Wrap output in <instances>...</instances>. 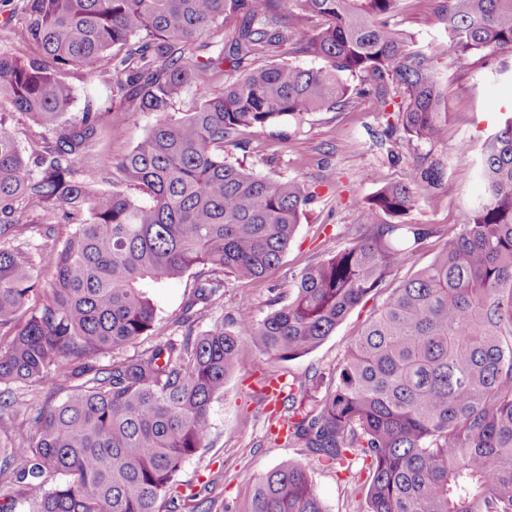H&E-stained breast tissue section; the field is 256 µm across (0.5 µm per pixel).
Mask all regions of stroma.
I'll return each instance as SVG.
<instances>
[{
  "label": "stroma",
  "instance_id": "35a3bbf8",
  "mask_svg": "<svg viewBox=\"0 0 512 512\" xmlns=\"http://www.w3.org/2000/svg\"><path fill=\"white\" fill-rule=\"evenodd\" d=\"M442 2L399 0L390 23L406 32L415 48L434 56L449 114L444 141L414 147L400 137L386 136L373 101L365 97L299 122L282 117L255 137L243 134L246 146L233 150L234 159L257 174L299 181L312 201L273 274L251 283L225 276L223 297L211 302L198 319L196 331L209 330L219 322L231 323L243 310L263 319L274 308L273 296L289 299L304 268L348 246L360 222L361 205L383 183L406 182L416 157H440L445 178L435 196L422 186L411 188L412 206L402 223L431 225L437 234L414 252L408 269L428 265L448 237L468 223L471 207L482 193L478 178L481 145L502 114L512 113V49L485 50L456 59L448 48L439 11ZM403 277L399 271L388 278L310 353L279 361L258 352L230 375L223 396L212 404L213 429L204 448L186 461L180 473L181 480L192 483L212 512H224L225 504L241 502L262 476L289 460L307 464L327 512H355L358 502L364 501V494L335 469L320 466L303 449L271 441V414L253 384L265 378L298 383L311 375L331 381L367 315ZM194 282L195 274L190 271L155 290L160 334L140 337L124 347V354L151 347L158 338L180 334L176 320Z\"/></svg>",
  "mask_w": 512,
  "mask_h": 512
}]
</instances>
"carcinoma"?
Masks as SVG:
<instances>
[{
    "instance_id": "cac0c4a2",
    "label": "carcinoma",
    "mask_w": 512,
    "mask_h": 512,
    "mask_svg": "<svg viewBox=\"0 0 512 512\" xmlns=\"http://www.w3.org/2000/svg\"><path fill=\"white\" fill-rule=\"evenodd\" d=\"M19 2L8 21L39 53L0 50V101L47 134L22 154L0 110V240L25 234L24 206L39 210L46 239L58 224L72 231L51 288L29 308L39 293L31 247L0 246V397L47 381L69 393L22 420L0 448V478H14L32 512H180L196 495L178 492L179 474L204 447L228 377L257 350L286 360L319 346L435 234L385 222L412 206L408 185L385 184L354 240L305 268L287 304L196 333L202 307L224 295L220 274L270 276L311 201L299 182L258 175L227 148L240 147L243 129L259 134L354 94L393 107L388 131L409 144L439 143L448 113L433 55L390 25L398 0ZM444 2L457 57L512 49V0ZM288 54L326 65L259 64ZM226 62L221 92L174 111ZM101 76L112 106L88 99L67 117L71 78ZM130 112L157 121L128 154L82 167L102 138L122 136ZM101 171L118 173L109 190L96 187ZM479 176L470 221L368 319L335 384L307 405L304 385L286 397L288 444L352 480L366 475L367 512H512V116L481 145ZM444 178L429 155L408 181L438 190ZM199 266L211 270L184 301L182 335L114 356L159 332L149 288ZM226 512L326 509L307 467L287 461Z\"/></svg>"
}]
</instances>
